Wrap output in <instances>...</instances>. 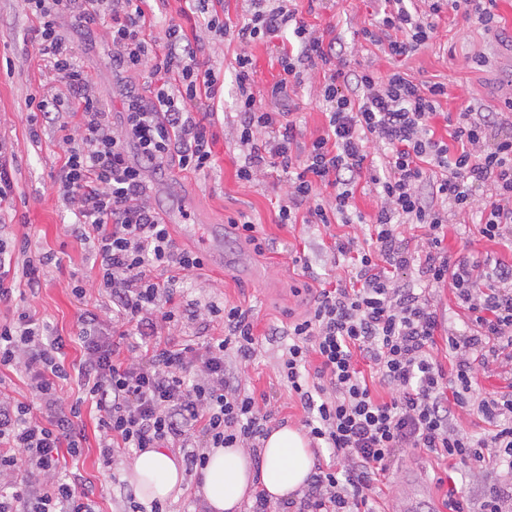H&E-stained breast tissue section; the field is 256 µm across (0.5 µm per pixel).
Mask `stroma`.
Masks as SVG:
<instances>
[{"instance_id": "stroma-1", "label": "stroma", "mask_w": 512, "mask_h": 512, "mask_svg": "<svg viewBox=\"0 0 512 512\" xmlns=\"http://www.w3.org/2000/svg\"><path fill=\"white\" fill-rule=\"evenodd\" d=\"M183 6V0H169L165 13L152 17L151 31L160 38L169 22L181 24L188 37L198 38L200 60L224 80V103L215 108L218 115L212 126L215 166L208 173L193 174L182 171L177 162H168L161 172L149 176L151 202L160 213L176 217L171 233L181 247L195 248L199 234L212 242L216 263L190 276L185 296L252 311L259 348L242 368V382L270 412L272 425L299 428L305 412L299 402L289 398L277 372L284 342L269 338V330L287 329L306 315L315 279L332 281L342 276V269L336 267L328 251L332 236L349 234L365 240L369 227L365 223L347 227L335 223L327 228L281 223L279 204L287 189L286 175L274 171L251 182L237 177L238 130L227 114L238 93L235 58L240 46L231 36L208 32L203 14L184 15ZM384 6V0H329L326 9L320 10L315 24L325 39L344 46L346 70L358 71L370 65L382 75L401 70L416 81L444 84L448 96L442 99L441 110L445 113L468 107L477 112L505 111V100L512 96V0H497L495 11L501 22L491 30L463 14L444 13L430 45L407 58L386 56L361 36L362 29L375 22ZM36 26L23 0H0V143L13 156L15 184L12 204L0 219L12 224L16 235H27L32 251L56 256V263L44 269L38 293L26 299L25 305L49 331L67 338L66 360L73 363L82 354L75 339L80 314L88 310L106 321L111 316V304L98 290V269L89 246L68 231L74 216L56 192L65 153L59 126L68 122V112H60L56 124H40L39 142L29 137V98L61 90L33 48ZM60 32L102 111L113 116L121 112L126 85L149 94L144 74L113 72L112 43L102 26L86 27L68 20ZM249 52L256 71L253 93L275 107L299 113L303 141L320 134L326 104L316 83L304 81L285 97L272 99L270 90L281 75L277 44L259 42ZM239 215L258 224L262 248L237 237L228 227V218ZM443 246L454 259L479 253L512 261L511 247L483 238L464 215L449 217ZM306 263L311 264L312 273H304ZM75 283L85 285L84 299L73 296L71 286ZM79 423L86 443L81 456L68 460L69 472L80 475L91 490L98 512H124L127 482L120 464L104 465L99 455L95 410L83 406ZM495 477L489 468L475 473L460 467L451 469L446 462L404 449L374 482L371 496L380 512H441L447 491L457 489L477 498Z\"/></svg>"}]
</instances>
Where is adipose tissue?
Instances as JSON below:
<instances>
[{
  "mask_svg": "<svg viewBox=\"0 0 512 512\" xmlns=\"http://www.w3.org/2000/svg\"><path fill=\"white\" fill-rule=\"evenodd\" d=\"M206 457L198 486L206 512H243L245 501L257 490L276 501L294 497L305 487L314 464L305 433L288 426L272 429L258 454L245 448H210ZM123 472L145 503L177 498L185 479L181 459L165 448L136 452Z\"/></svg>",
  "mask_w": 512,
  "mask_h": 512,
  "instance_id": "1",
  "label": "adipose tissue"
}]
</instances>
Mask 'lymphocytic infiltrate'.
Wrapping results in <instances>:
<instances>
[{
  "label": "lymphocytic infiltrate",
  "mask_w": 512,
  "mask_h": 512,
  "mask_svg": "<svg viewBox=\"0 0 512 512\" xmlns=\"http://www.w3.org/2000/svg\"><path fill=\"white\" fill-rule=\"evenodd\" d=\"M38 26V51L60 79L64 95L40 96L43 122L56 119L63 102L78 109L66 146L58 191L76 220L73 233L92 241L100 286L112 303V324L91 312L79 318L83 353L67 368L66 341L50 335L28 309L0 323V371L20 373L27 392L0 391V512H95L78 478L64 475L68 457L80 455L86 436L79 404L63 406L61 381L77 377L98 414L99 449L105 463L130 448H180L187 469L203 467L208 448H257L269 417L241 387L236 366L253 359L258 339L250 310L212 300H185L189 275L202 256L180 247L150 201L148 175L177 159L182 170L209 171L212 119L195 118L185 104L198 95L219 98L222 85L200 62L198 45L181 25L165 30L163 48L144 34L141 0H24ZM236 23L210 15L208 31L233 33L239 179L252 181L266 168L288 176L283 223L325 227L352 223L361 178L374 186L380 205L371 217L369 244L335 238L334 260L349 262L347 280L319 285L308 314L289 324L279 373L302 404L311 443L327 449L333 464H315L301 497L271 508L258 493L250 512H376L372 484L402 448H413L468 468H492L497 478L479 498L450 499L449 512H512V263L473 255L451 260L441 233L449 213L475 214L479 233L512 243V126L503 113L468 109L447 120V136L432 122L443 84H423L401 71H345L335 42L317 35L298 0H249ZM364 40L400 58L427 46L443 8L464 12L486 29L496 24V0H388ZM109 17L112 67L146 73L150 97L127 90L122 126L112 128L60 34L70 17L90 25ZM291 31L282 46L284 92L304 79L319 82L328 103L323 134L300 144L294 113L269 108L251 90L253 43ZM380 164L369 163L371 147ZM490 190L483 204L473 191ZM429 230L421 264L424 285L400 284L395 270L413 256L399 225ZM50 256L15 260L0 237V302L36 293ZM449 286L466 315L468 332L444 331L427 288ZM204 319L223 335L204 348L174 343L169 329ZM445 339L450 368L433 358ZM129 340L128 356L119 343ZM503 365L498 390L474 397L478 368ZM378 381L391 393L378 399ZM484 418L487 434L473 437L455 424L460 410Z\"/></svg>",
  "instance_id": "lymphocytic-infiltrate-1"
}]
</instances>
